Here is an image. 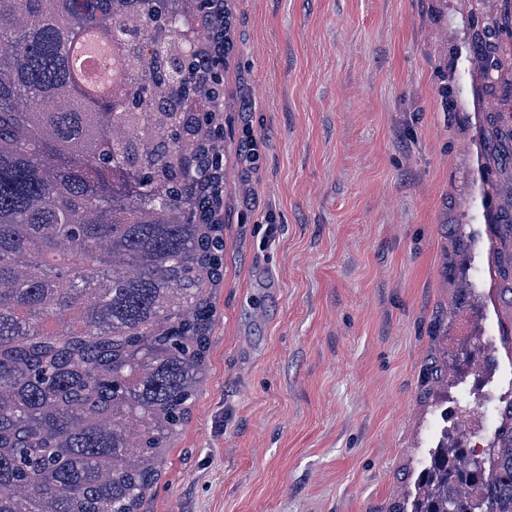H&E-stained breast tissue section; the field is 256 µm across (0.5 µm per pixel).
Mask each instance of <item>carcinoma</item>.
Instances as JSON below:
<instances>
[{
	"label": "carcinoma",
	"instance_id": "carcinoma-1",
	"mask_svg": "<svg viewBox=\"0 0 512 512\" xmlns=\"http://www.w3.org/2000/svg\"><path fill=\"white\" fill-rule=\"evenodd\" d=\"M89 29L110 94L67 68ZM234 48L233 0H0V512H145L207 374ZM410 512H512V425L443 441Z\"/></svg>",
	"mask_w": 512,
	"mask_h": 512
}]
</instances>
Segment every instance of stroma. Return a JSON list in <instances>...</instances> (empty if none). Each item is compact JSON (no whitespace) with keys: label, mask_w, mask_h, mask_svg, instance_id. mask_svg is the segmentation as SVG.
Returning <instances> with one entry per match:
<instances>
[{"label":"stroma","mask_w":512,"mask_h":512,"mask_svg":"<svg viewBox=\"0 0 512 512\" xmlns=\"http://www.w3.org/2000/svg\"><path fill=\"white\" fill-rule=\"evenodd\" d=\"M209 374L149 512H399L512 394L495 0H234ZM501 10L492 18L490 26L480 38L482 68L487 79H498L503 70L500 48L504 40L512 42V0H500ZM496 75V77H495Z\"/></svg>","instance_id":"stroma-1"}]
</instances>
